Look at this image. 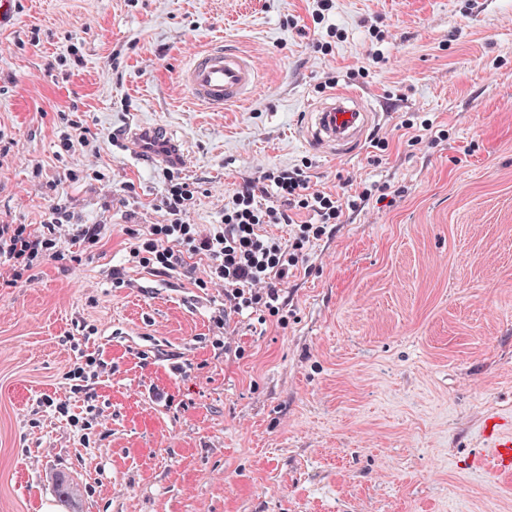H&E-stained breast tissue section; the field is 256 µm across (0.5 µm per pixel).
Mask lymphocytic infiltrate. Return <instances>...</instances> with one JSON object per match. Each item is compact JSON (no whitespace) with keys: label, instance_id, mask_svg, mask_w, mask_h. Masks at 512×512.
I'll use <instances>...</instances> for the list:
<instances>
[{"label":"lymphocytic infiltrate","instance_id":"lymphocytic-infiltrate-1","mask_svg":"<svg viewBox=\"0 0 512 512\" xmlns=\"http://www.w3.org/2000/svg\"><path fill=\"white\" fill-rule=\"evenodd\" d=\"M195 193L190 183L170 179L159 205L162 221L126 226V265L165 281L183 276L203 290L221 288L223 297L210 315V346L214 355L238 357L242 347L227 340L232 324L269 317L286 324L283 284L342 210L356 209L372 195L367 188L337 200L313 188L305 168L297 165L243 178L224 207L223 223L203 225L186 220ZM271 224L290 225L289 236L269 233ZM108 242L107 225L75 223L73 214L58 204L39 225L0 224V288L34 283L38 267L48 261L68 271L80 256L103 255ZM126 265L109 268L113 287L127 286ZM105 364L104 352L98 349L68 373L71 394L82 395L87 413L94 417L100 414L95 400Z\"/></svg>","mask_w":512,"mask_h":512}]
</instances>
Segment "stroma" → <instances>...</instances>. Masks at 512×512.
I'll list each match as a JSON object with an SVG mask.
<instances>
[{
  "label": "stroma",
  "mask_w": 512,
  "mask_h": 512,
  "mask_svg": "<svg viewBox=\"0 0 512 512\" xmlns=\"http://www.w3.org/2000/svg\"><path fill=\"white\" fill-rule=\"evenodd\" d=\"M21 0L0 27V223L37 224L56 202L112 227L103 256L0 288V512H512V475L478 468L482 425L512 415V0ZM330 42L329 51L320 43ZM215 44L262 81L214 111L180 82ZM381 106L349 159L306 149L301 121L334 85ZM92 141L58 156L66 120ZM163 126L198 187L193 224H217L245 176L308 165L344 210L284 286L288 324L232 336L214 358L210 302L188 279L129 271L130 224L160 222L168 173L116 140ZM432 131L415 132V124ZM78 184H48L64 169ZM126 182L129 204L108 202ZM94 325L112 372L83 446L37 406L68 396ZM196 363L168 373L167 354ZM178 403L153 401L150 384Z\"/></svg>",
  "instance_id": "stroma-1"
}]
</instances>
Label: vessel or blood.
<instances>
[{
  "label": "vessel or blood",
  "instance_id": "1",
  "mask_svg": "<svg viewBox=\"0 0 512 512\" xmlns=\"http://www.w3.org/2000/svg\"><path fill=\"white\" fill-rule=\"evenodd\" d=\"M180 81L194 101L221 109L249 99L260 83V75L250 55L227 45L196 53L182 70ZM308 116L305 144L339 157L353 154L379 118L376 108L363 95L347 91L330 93ZM483 432L492 448L493 468L511 473L512 418L489 417Z\"/></svg>",
  "mask_w": 512,
  "mask_h": 512
}]
</instances>
